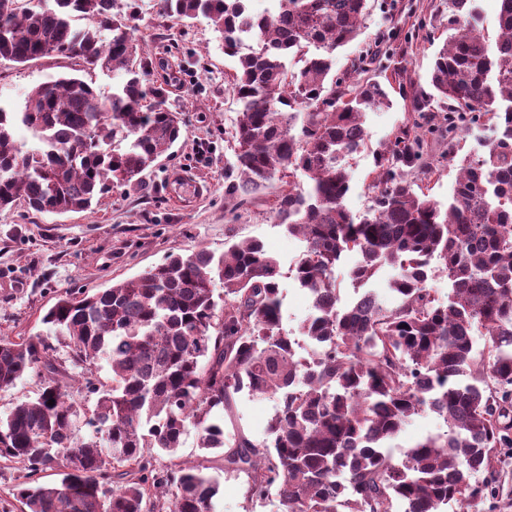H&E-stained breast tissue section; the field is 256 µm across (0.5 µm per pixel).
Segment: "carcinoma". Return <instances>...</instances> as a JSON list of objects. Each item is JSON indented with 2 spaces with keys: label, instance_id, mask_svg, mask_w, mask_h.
I'll return each instance as SVG.
<instances>
[{
  "label": "carcinoma",
  "instance_id": "carcinoma-1",
  "mask_svg": "<svg viewBox=\"0 0 512 512\" xmlns=\"http://www.w3.org/2000/svg\"><path fill=\"white\" fill-rule=\"evenodd\" d=\"M43 2L0 0V62L54 54L125 79L104 96L91 80L62 76L33 87L23 111L0 107V210L21 199L39 213L80 212L112 185L141 181L179 139L182 113L170 108L168 82H147L154 61L117 0ZM246 2L160 5L178 20L207 18L237 58L242 181L228 192L255 194L284 171L306 179L307 189L281 194L275 218L305 243L295 279L313 312L299 333L314 362L296 359L297 337L281 326L279 264L257 240L220 255L170 254L130 281L59 295L42 317L48 336H0V389L28 374L41 381L35 398L0 417V461L25 472L21 512H213L219 484L177 457L192 431L199 447L224 449V471L248 476L251 498L276 490L281 512H392L396 502L403 512H482L488 484L475 476L492 472L495 449L512 448V0H498L493 43L475 0H448L454 34L435 55L432 92H408L415 112L448 103V142L484 117L494 139L464 159L443 206L407 178L422 138L402 130L376 160V208L358 223L345 205V159L388 94L356 77L364 58L338 73L333 53L358 37L367 0H275L257 15ZM78 17L92 25L76 26ZM18 126L36 149L18 147ZM346 251L361 255L357 284L395 270L393 307L374 288L337 307L334 269ZM434 261L446 301L427 287ZM51 336L76 372L58 362ZM105 367L109 384L98 379ZM76 384L93 406L73 397ZM243 392L278 406L264 440L237 433L229 445L224 413ZM426 411L446 430L396 450ZM54 466L60 481L40 483Z\"/></svg>",
  "mask_w": 512,
  "mask_h": 512
}]
</instances>
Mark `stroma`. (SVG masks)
<instances>
[{
    "mask_svg": "<svg viewBox=\"0 0 512 512\" xmlns=\"http://www.w3.org/2000/svg\"><path fill=\"white\" fill-rule=\"evenodd\" d=\"M135 4L129 24L156 64L152 80H172L170 104L183 114L181 136L144 172L141 183L113 187L91 210L43 214L21 200L0 210V336L45 333L41 317L64 292H95L130 280L172 253L204 247L220 254L227 243L253 239L262 241L279 262L283 327L297 331L311 312V300L289 276L303 243L274 220L287 179H275L244 200L227 191L237 178L232 150L240 110L232 91L237 60L224 55L206 19L185 24L164 14L158 0ZM397 29L415 31L416 36L393 60L372 65L369 75L385 86L390 102L367 113L364 144L347 163L350 190L345 205L357 218L373 205L376 158L399 129L416 123L426 129L424 156L432 169L414 171L410 178L442 203L452 193L461 159L482 153L490 135L482 124L449 144L441 130L446 108L422 116L399 90L409 80L427 85L434 55L449 36L448 0H369L358 38L335 53L337 71L350 70L366 51H384L388 33ZM77 70L74 60L62 56L26 65L0 62V108L22 111L33 86ZM181 172L199 191L178 202L170 178ZM275 411L274 398L243 393L225 417L224 428L260 441ZM178 455L207 466L218 481L214 512H280L277 495L250 500L246 475L225 472L220 451L199 448L195 435L185 437ZM490 477L495 492L484 512H512V450L497 453L492 473H480L477 479Z\"/></svg>",
    "mask_w": 512,
    "mask_h": 512,
    "instance_id": "stroma-1",
    "label": "stroma"
}]
</instances>
